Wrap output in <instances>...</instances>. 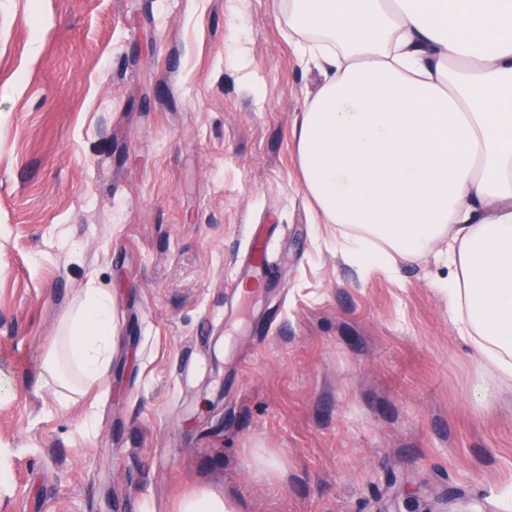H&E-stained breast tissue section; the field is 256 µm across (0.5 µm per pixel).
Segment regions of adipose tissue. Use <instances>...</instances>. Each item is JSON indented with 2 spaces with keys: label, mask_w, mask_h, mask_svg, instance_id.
<instances>
[{
  "label": "adipose tissue",
  "mask_w": 512,
  "mask_h": 512,
  "mask_svg": "<svg viewBox=\"0 0 512 512\" xmlns=\"http://www.w3.org/2000/svg\"><path fill=\"white\" fill-rule=\"evenodd\" d=\"M323 80L292 125L304 193L360 267L434 253L448 311L512 381V0H282ZM83 288L43 357L75 391L113 354Z\"/></svg>",
  "instance_id": "ef3b65f1"
}]
</instances>
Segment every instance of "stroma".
<instances>
[{
  "mask_svg": "<svg viewBox=\"0 0 512 512\" xmlns=\"http://www.w3.org/2000/svg\"><path fill=\"white\" fill-rule=\"evenodd\" d=\"M321 79L275 0H0V512H512V386L447 268L360 270L305 199ZM90 279L115 352L67 403L42 361ZM267 242L266 237L261 234L256 235L254 238V248L250 252L249 257L244 258L243 271L238 278L237 284L241 288L257 285L260 279L264 276L265 264H261L257 261V252L263 248L265 249ZM244 281H246L245 284L240 283ZM236 503L209 489H197L185 495L178 504L177 512H239Z\"/></svg>",
  "mask_w": 512,
  "mask_h": 512,
  "instance_id": "obj_1",
  "label": "stroma"
}]
</instances>
